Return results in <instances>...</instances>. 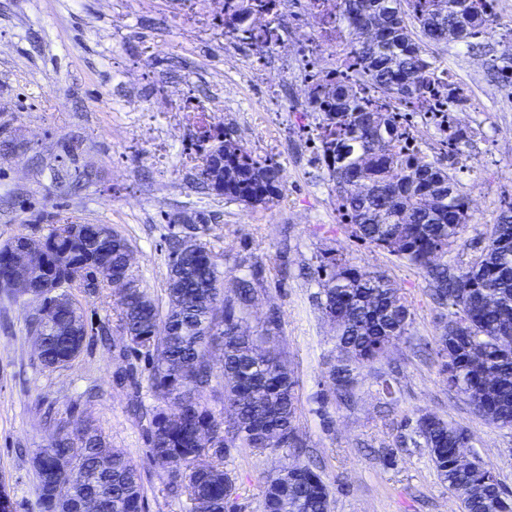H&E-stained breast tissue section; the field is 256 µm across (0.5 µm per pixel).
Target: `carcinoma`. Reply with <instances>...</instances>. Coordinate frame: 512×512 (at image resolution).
<instances>
[{
    "label": "carcinoma",
    "instance_id": "cac0c4a2",
    "mask_svg": "<svg viewBox=\"0 0 512 512\" xmlns=\"http://www.w3.org/2000/svg\"><path fill=\"white\" fill-rule=\"evenodd\" d=\"M275 0H235L224 18V33L250 31L246 17ZM493 0H336V22L346 26L352 49L351 81L327 84L310 93L319 113L317 129L334 181L338 209L353 235L421 269L433 296L452 308L451 334L440 337L437 355L448 389L463 393L489 423L512 428V202L501 209L487 243L466 266L448 258L471 223L469 204L448 170L421 159L404 144L393 112L395 105H415L431 92L430 70L436 65L412 38L406 19L415 22L429 45L468 41L491 30ZM370 88L378 98L369 99ZM467 128L448 127V157L462 152ZM203 155L224 161V183L206 178L214 194L247 205H269L282 193L280 165L261 160L215 124L200 122L197 135ZM86 241L72 238V224H58L44 236L45 252L29 256L32 268L45 266L49 276L69 289L53 328L31 324L45 341L41 362L57 368L75 359L86 342L89 324L81 302L70 293L83 287L86 267L99 268L98 288L112 287V277L132 276L125 269L128 240L107 224L85 225ZM181 235L168 240V307L161 311L145 291L120 296L117 327L129 351L150 361L149 387L159 401L176 392L186 397L182 413L153 412L149 431L150 461L166 472L167 490L185 494L199 512H232L225 490L224 450H274L269 441L277 429L296 440L295 381L270 337L280 329L271 317L262 331L242 330L245 310L263 282L255 262L240 278L235 302L224 300L218 256L205 242L191 250ZM321 286L317 305L336 325L338 364L332 373L336 394H352L354 371L385 356L409 330L408 306L390 280L333 259L317 269ZM224 383V413L203 399L204 391ZM399 444L412 442L428 455L448 491L461 501L462 512H512V496L480 459L468 470L456 467V452L468 446V431L431 413L400 421ZM211 430L210 448L197 435ZM69 432L52 434L39 458L38 487L44 512H79L86 497L100 512H143L140 472L127 454L107 446L102 432L88 426L85 447L74 462L75 481L69 502L54 501L47 474ZM331 491L316 465L307 463L288 487L269 477L263 512H330Z\"/></svg>",
    "mask_w": 512,
    "mask_h": 512
}]
</instances>
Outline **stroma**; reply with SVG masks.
<instances>
[{
    "label": "stroma",
    "mask_w": 512,
    "mask_h": 512,
    "mask_svg": "<svg viewBox=\"0 0 512 512\" xmlns=\"http://www.w3.org/2000/svg\"><path fill=\"white\" fill-rule=\"evenodd\" d=\"M493 34L472 44L433 47L440 66L458 76L475 100L457 113L472 137L457 164L433 130H425V160L452 166L472 222L455 248L465 265L479 255L484 235L512 198V89L490 74V61L512 55V0H494ZM246 68L245 46L213 30L194 0H0V128L12 145L0 150V243L26 234L42 237L52 224H107L127 238L131 271L141 290L166 306L168 215L205 209L217 216L209 242L220 255L224 295L233 297L251 262H262L264 282L246 325L264 328L278 315L277 338L296 385L300 447L273 451L231 448L224 468L232 480L233 512H262L264 480L286 466L317 461L332 492V512H461L426 448L394 444L393 422L430 412L467 427L469 454L480 457L512 493V428L478 416L465 395L449 390L440 373L437 343L448 310L433 302L423 272L355 238L338 211L326 167L312 160L315 112L298 107L304 86L290 80L287 125L274 127L275 155L286 166L278 201L251 206L203 189L201 160L187 157L195 129L181 127L157 165L154 145L132 132L123 114L164 134L186 103L207 105L224 93V62ZM266 90L242 85L215 115L236 141L255 154L263 148L252 122ZM341 258L364 272H382L412 313L407 336L384 358L356 372L349 399L329 378L337 362L336 332L317 307L312 276L320 262ZM86 318L110 331L108 342L87 339L70 363L47 368L33 346L30 323L38 304L0 290V487L15 512H42L37 458L49 435L91 421L110 447L138 466L145 512H190L187 497L172 498L162 469L148 457L147 411L159 402L143 367H130L128 342L117 328L111 293L81 296ZM390 377L393 404H383L378 382ZM140 383L144 415L128 408Z\"/></svg>",
    "instance_id": "obj_1"
}]
</instances>
